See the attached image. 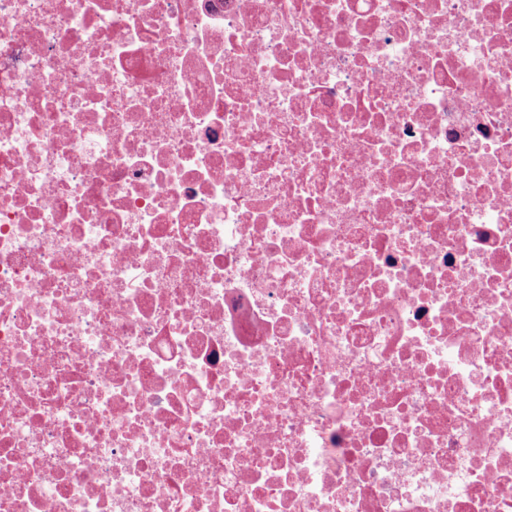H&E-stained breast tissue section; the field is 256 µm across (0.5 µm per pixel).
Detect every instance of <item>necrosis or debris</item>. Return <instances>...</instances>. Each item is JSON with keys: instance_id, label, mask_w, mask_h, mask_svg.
<instances>
[{"instance_id": "obj_1", "label": "necrosis or debris", "mask_w": 512, "mask_h": 512, "mask_svg": "<svg viewBox=\"0 0 512 512\" xmlns=\"http://www.w3.org/2000/svg\"><path fill=\"white\" fill-rule=\"evenodd\" d=\"M0 512H512V0H0Z\"/></svg>"}]
</instances>
